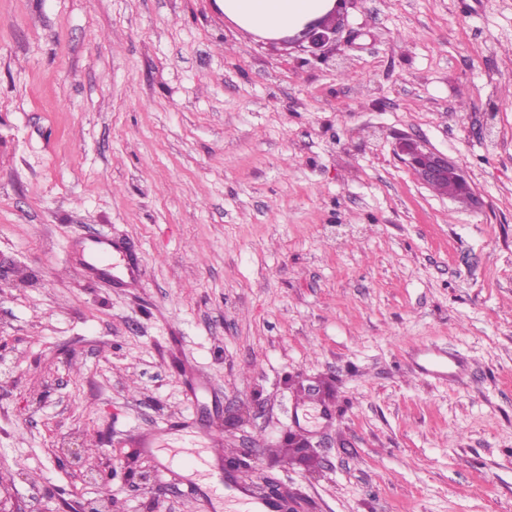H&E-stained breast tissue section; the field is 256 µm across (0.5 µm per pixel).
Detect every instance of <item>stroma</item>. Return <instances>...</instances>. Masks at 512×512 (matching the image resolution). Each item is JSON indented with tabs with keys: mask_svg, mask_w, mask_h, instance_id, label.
Wrapping results in <instances>:
<instances>
[{
	"mask_svg": "<svg viewBox=\"0 0 512 512\" xmlns=\"http://www.w3.org/2000/svg\"><path fill=\"white\" fill-rule=\"evenodd\" d=\"M338 18L321 62L220 0H0L10 512H209L133 442L226 416V457L305 512H512V0ZM403 133L477 203L420 184ZM98 234L136 286L79 266ZM394 153L413 172L417 180L430 188L438 182L450 180L454 187L469 186L468 194H460L455 188H450L445 194L448 199H465L476 202L475 193L464 171L447 155L436 152L428 147L422 140L409 135L397 139ZM77 254L81 266L96 275H100L102 269H99L91 260H108V268L119 266L123 278L126 282L133 284L138 282L143 275L142 266L138 258L132 254L124 252L121 247L112 241L109 237H94L79 243Z\"/></svg>",
	"mask_w": 512,
	"mask_h": 512,
	"instance_id": "obj_1",
	"label": "stroma"
}]
</instances>
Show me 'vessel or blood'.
I'll return each mask as SVG.
<instances>
[{"instance_id":"1","label":"vessel or blood","mask_w":512,"mask_h":512,"mask_svg":"<svg viewBox=\"0 0 512 512\" xmlns=\"http://www.w3.org/2000/svg\"><path fill=\"white\" fill-rule=\"evenodd\" d=\"M77 254L81 266L95 271L98 260L109 261L111 266L120 268L128 283L138 282L143 270L138 258L124 252L107 237H94L79 243ZM208 444L203 448H188L184 454L193 459L190 482L204 489L210 512H285L282 501L257 496L249 485L240 481L233 473L218 475L217 462L224 454L223 427L220 422H210L203 429Z\"/></svg>"}]
</instances>
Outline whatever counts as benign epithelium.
<instances>
[{
	"mask_svg": "<svg viewBox=\"0 0 512 512\" xmlns=\"http://www.w3.org/2000/svg\"><path fill=\"white\" fill-rule=\"evenodd\" d=\"M336 15L337 10H331L324 17L311 22L296 38L308 43L311 55L317 59L326 57V49L336 42ZM394 153L413 172L417 180L428 187L446 180L453 184L446 197L452 200L465 199L476 201L474 191L460 194L456 187L469 185L464 171L448 156L436 152L428 147L422 140L409 135L397 139Z\"/></svg>",
	"mask_w": 512,
	"mask_h": 512,
	"instance_id": "benign-epithelium-1",
	"label": "benign epithelium"
}]
</instances>
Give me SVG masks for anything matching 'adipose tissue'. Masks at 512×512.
I'll list each match as a JSON object with an SVG mask.
<instances>
[{
	"label": "adipose tissue",
	"instance_id": "ef3b65f1",
	"mask_svg": "<svg viewBox=\"0 0 512 512\" xmlns=\"http://www.w3.org/2000/svg\"><path fill=\"white\" fill-rule=\"evenodd\" d=\"M226 17L240 28L265 37L298 33L326 14L334 0H222Z\"/></svg>",
	"mask_w": 512,
	"mask_h": 512
}]
</instances>
